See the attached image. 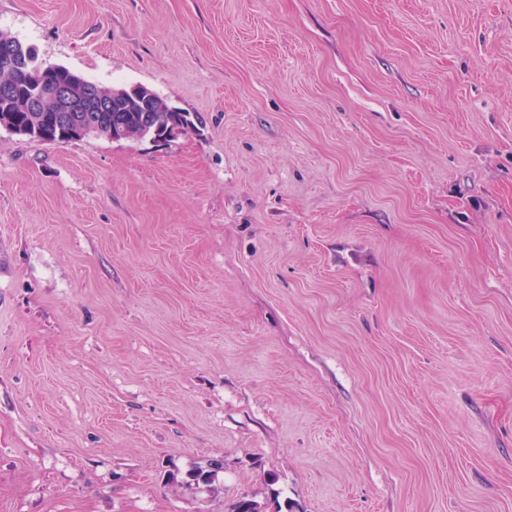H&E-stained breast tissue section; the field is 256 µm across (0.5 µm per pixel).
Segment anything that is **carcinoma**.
Segmentation results:
<instances>
[{"label":"carcinoma","instance_id":"obj_1","mask_svg":"<svg viewBox=\"0 0 512 512\" xmlns=\"http://www.w3.org/2000/svg\"><path fill=\"white\" fill-rule=\"evenodd\" d=\"M43 65L29 56L27 47L15 39L7 43L0 42V88L9 87L12 94L0 100V127L8 131L22 128L24 136L47 143H63L71 141L64 135L57 136L49 131V113L38 112L27 107L31 94V85L42 78ZM149 104L151 111H144V104ZM166 101L154 91L141 87L139 96L127 95L116 100L110 112H98L100 118L97 128L88 132L93 137L111 136L112 125L121 122L127 129L150 134L154 131L162 133L169 125L170 115L164 111ZM51 135H46V132Z\"/></svg>","mask_w":512,"mask_h":512}]
</instances>
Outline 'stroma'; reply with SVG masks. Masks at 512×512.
<instances>
[{"label":"stroma","instance_id":"1","mask_svg":"<svg viewBox=\"0 0 512 512\" xmlns=\"http://www.w3.org/2000/svg\"><path fill=\"white\" fill-rule=\"evenodd\" d=\"M0 31L200 118L0 127V512H512V0H0Z\"/></svg>","mask_w":512,"mask_h":512}]
</instances>
